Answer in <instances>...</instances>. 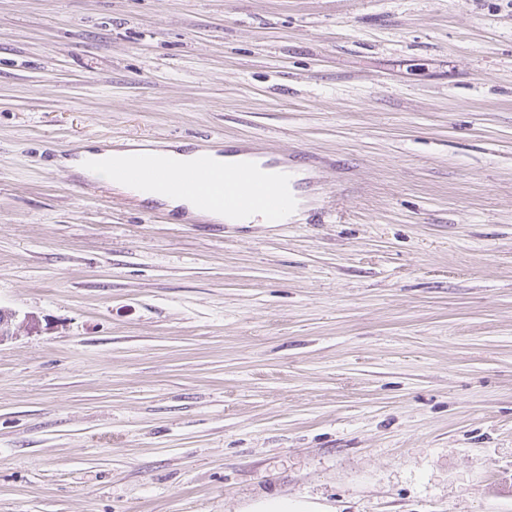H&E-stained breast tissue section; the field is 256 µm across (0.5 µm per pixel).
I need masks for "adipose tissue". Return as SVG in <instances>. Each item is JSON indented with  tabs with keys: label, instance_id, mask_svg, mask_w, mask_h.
<instances>
[{
	"label": "adipose tissue",
	"instance_id": "ef3b65f1",
	"mask_svg": "<svg viewBox=\"0 0 512 512\" xmlns=\"http://www.w3.org/2000/svg\"><path fill=\"white\" fill-rule=\"evenodd\" d=\"M198 155L197 150L178 145L161 148L143 146L137 142L127 143L125 148L112 150L96 146L87 147L68 165L74 173L86 180L97 182L141 202H160L168 209L186 214L195 219L214 224H266L270 218L262 212H238L224 209L223 205L198 210L193 199L182 194H165L151 184L128 176V165L153 160L168 167L171 176H178L191 167Z\"/></svg>",
	"mask_w": 512,
	"mask_h": 512
}]
</instances>
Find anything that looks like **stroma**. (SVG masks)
<instances>
[{"label":"stroma","mask_w":512,"mask_h":512,"mask_svg":"<svg viewBox=\"0 0 512 512\" xmlns=\"http://www.w3.org/2000/svg\"><path fill=\"white\" fill-rule=\"evenodd\" d=\"M322 164L166 224L74 148ZM0 512H512L507 0H0Z\"/></svg>","instance_id":"stroma-1"}]
</instances>
